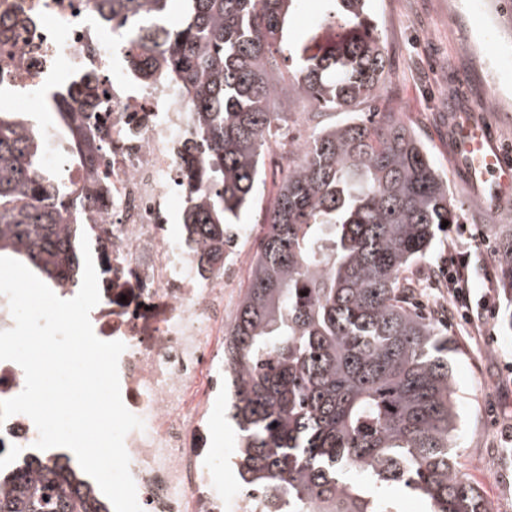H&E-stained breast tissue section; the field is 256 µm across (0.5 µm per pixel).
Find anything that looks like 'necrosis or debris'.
<instances>
[{"instance_id":"1","label":"necrosis or debris","mask_w":512,"mask_h":512,"mask_svg":"<svg viewBox=\"0 0 512 512\" xmlns=\"http://www.w3.org/2000/svg\"><path fill=\"white\" fill-rule=\"evenodd\" d=\"M0 15L17 22L0 34V90L26 101L63 71L72 84L92 86L91 97H70L71 110L99 113L105 124L97 174L111 195L81 221L109 231L112 301L101 304L93 330L125 345L121 398L144 423L125 438L142 512H265L268 495L219 482L221 461L207 446L209 413L224 388L227 295L249 252L235 251L202 278L190 253L173 251L189 99L165 81L141 83L130 66L132 27L104 28L93 0H0ZM0 438L10 445L0 452L1 475L68 463L65 449H36L38 430L26 415L1 423Z\"/></svg>"}]
</instances>
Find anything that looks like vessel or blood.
Returning <instances> with one entry per match:
<instances>
[{
    "label": "vessel or blood",
    "mask_w": 512,
    "mask_h": 512,
    "mask_svg": "<svg viewBox=\"0 0 512 512\" xmlns=\"http://www.w3.org/2000/svg\"><path fill=\"white\" fill-rule=\"evenodd\" d=\"M450 161L462 171L465 183L479 191L491 209L512 202V154L506 153L493 132L476 120L470 108L459 111L450 137Z\"/></svg>",
    "instance_id": "vessel-or-blood-1"
}]
</instances>
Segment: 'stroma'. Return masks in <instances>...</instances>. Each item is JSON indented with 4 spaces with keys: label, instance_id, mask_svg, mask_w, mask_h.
<instances>
[{
    "label": "stroma",
    "instance_id": "obj_1",
    "mask_svg": "<svg viewBox=\"0 0 512 512\" xmlns=\"http://www.w3.org/2000/svg\"><path fill=\"white\" fill-rule=\"evenodd\" d=\"M387 57L386 88L374 107L395 113L429 148L438 170L447 178L449 196L461 214L434 242L428 255L407 272L413 283L411 300L435 323L448 330L460 354L451 362L459 423L457 460L469 482L478 486L485 502L500 512H512V301L500 299L495 318L467 323L450 314L454 302L441 267L450 255L469 256L470 300L478 302L488 289L498 288L494 261L495 224H512V206L491 212L464 183L449 161L448 128L454 110L468 106L492 125L499 146L512 149V108L488 111L485 101L495 88H512V11L500 0H460L448 11V0H371ZM320 42L335 40L337 30L322 20V0H301L288 23V41L309 33ZM485 34L486 63L466 52L468 40ZM230 392L217 398L209 446L224 457L219 480L238 482L233 461L239 442L229 412Z\"/></svg>",
    "mask_w": 512,
    "mask_h": 512
}]
</instances>
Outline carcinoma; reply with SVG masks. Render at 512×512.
Here are the masks:
<instances>
[{
    "label": "carcinoma",
    "mask_w": 512,
    "mask_h": 512,
    "mask_svg": "<svg viewBox=\"0 0 512 512\" xmlns=\"http://www.w3.org/2000/svg\"><path fill=\"white\" fill-rule=\"evenodd\" d=\"M172 0H95L106 24L137 29L131 61L144 82L169 81L193 105L184 243L200 275L224 266L234 225L253 204L265 152L294 111L355 112L378 96L386 58L370 0H324L339 40L310 34L288 44L299 0H188L186 19L166 21ZM288 52V97L273 50ZM73 163L86 171L79 197L45 168L41 135L0 101V254L27 262L55 288L80 280L82 234L67 224L74 202L106 194L94 155L99 113L56 106ZM287 173L267 210L224 345V378L240 435L248 488L275 491L288 512H392L348 482L351 472L382 485L403 482L429 512H485L479 488L452 454L458 411L450 360L454 339L408 302L404 273L432 247L442 222L460 223L448 181L425 147L391 112H368L320 129L288 152ZM499 284L512 294V224L494 225ZM101 288L112 264L98 250ZM0 512H106L57 465L32 481L13 477Z\"/></svg>",
    "instance_id": "1"
}]
</instances>
